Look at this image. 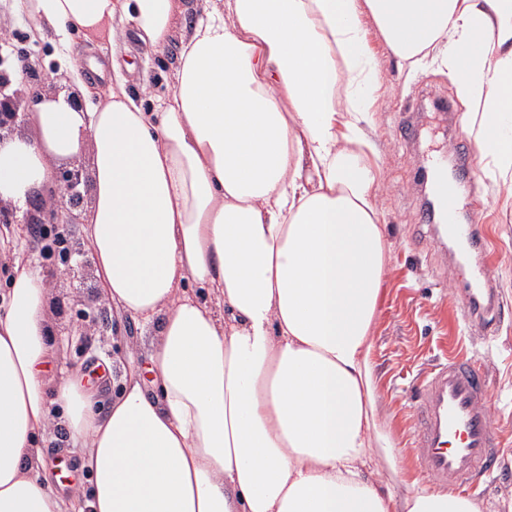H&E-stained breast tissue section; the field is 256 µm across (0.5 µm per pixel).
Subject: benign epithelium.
<instances>
[{
	"instance_id": "7a95c632",
	"label": "benign epithelium",
	"mask_w": 512,
	"mask_h": 512,
	"mask_svg": "<svg viewBox=\"0 0 512 512\" xmlns=\"http://www.w3.org/2000/svg\"><path fill=\"white\" fill-rule=\"evenodd\" d=\"M24 84L16 85L6 76L0 77V142L12 130L21 111L25 109ZM82 168L73 166L61 173L54 185L46 190V197L31 203V209L18 217L17 209L0 199V220L7 224H78L85 208L81 192Z\"/></svg>"
}]
</instances>
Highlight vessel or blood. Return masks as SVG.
<instances>
[{
  "label": "vessel or blood",
  "mask_w": 512,
  "mask_h": 512,
  "mask_svg": "<svg viewBox=\"0 0 512 512\" xmlns=\"http://www.w3.org/2000/svg\"><path fill=\"white\" fill-rule=\"evenodd\" d=\"M435 219L440 230L472 252L474 260L467 267L461 292L463 310L483 334H493L498 303L487 264L493 246L487 225L461 222L460 206L453 196L422 214L423 222ZM413 418V456L431 485L466 492L491 474L503 440L494 423L487 372L467 350L449 352L419 381Z\"/></svg>",
  "instance_id": "1"
}]
</instances>
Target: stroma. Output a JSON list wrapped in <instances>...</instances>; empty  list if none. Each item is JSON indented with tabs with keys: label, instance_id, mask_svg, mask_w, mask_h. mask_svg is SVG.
Returning <instances> with one entry per match:
<instances>
[{
	"label": "stroma",
	"instance_id": "35a3bbf8",
	"mask_svg": "<svg viewBox=\"0 0 512 512\" xmlns=\"http://www.w3.org/2000/svg\"><path fill=\"white\" fill-rule=\"evenodd\" d=\"M186 4L188 10L178 18L164 53L151 52L132 33L112 45L109 53L132 67L127 74L131 91L146 85L161 95L172 88L181 38L206 0ZM0 19L9 26V46L0 52L6 73L21 72L44 96L78 94L70 70L55 57L52 29L33 30L28 17L17 13L16 0H0ZM364 34L380 71L373 101L374 138L382 157L377 202L390 243L388 275L373 329L376 419L398 443L391 455H377V468L397 493H405L410 485L426 486L409 446L412 392L429 368L461 343L489 372L496 425L505 442L497 475L481 482L473 501L479 512H512V216L504 215L487 178L449 170L464 211H476L479 222L493 231L496 256L490 269L502 318L494 335L486 337L462 320L458 289L465 280L454 255H442L435 244L416 237L423 203L431 194L418 174L428 168L429 158L448 160L469 141L467 108L446 70L427 65L408 71L389 55L372 24H365ZM414 108L419 111V140L411 143L400 136L398 123L401 110ZM24 250L37 253L55 283L51 320L56 337L66 344L59 348L54 366L85 376L92 363H101L106 377L93 385L102 401H109L112 385L124 370L145 365L154 329L142 327L101 295L93 261L69 270L52 240L40 235H28Z\"/></svg>",
	"mask_w": 512,
	"mask_h": 512
}]
</instances>
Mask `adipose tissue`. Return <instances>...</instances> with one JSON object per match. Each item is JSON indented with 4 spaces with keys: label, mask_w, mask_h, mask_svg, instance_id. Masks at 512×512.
Masks as SVG:
<instances>
[{
    "label": "adipose tissue",
    "mask_w": 512,
    "mask_h": 512,
    "mask_svg": "<svg viewBox=\"0 0 512 512\" xmlns=\"http://www.w3.org/2000/svg\"><path fill=\"white\" fill-rule=\"evenodd\" d=\"M53 28L155 52L177 0H17ZM371 21L400 65L432 59L512 200V0H211L167 97L145 109L118 64L74 109L45 97L0 143V199L26 211L56 165L93 148L83 226L101 294L157 327L147 368L108 406L48 376L52 283L16 257L0 311V512H478L452 492L400 496L370 466L373 329L388 273L377 205ZM87 486L54 490L53 424ZM66 435L67 433L63 428L57 427L53 432L54 439L48 441L43 446L44 455L46 456L49 464L55 463V461L61 457H67L72 462L79 460L80 455L82 454V449L65 448L66 445L61 440L67 439Z\"/></svg>",
    "instance_id": "1"
}]
</instances>
